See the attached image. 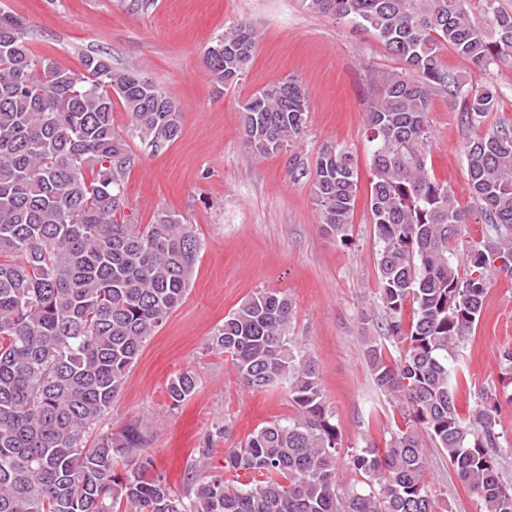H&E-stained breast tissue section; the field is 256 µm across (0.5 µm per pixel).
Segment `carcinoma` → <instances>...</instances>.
<instances>
[{"label": "carcinoma", "mask_w": 512, "mask_h": 512, "mask_svg": "<svg viewBox=\"0 0 512 512\" xmlns=\"http://www.w3.org/2000/svg\"><path fill=\"white\" fill-rule=\"evenodd\" d=\"M303 2L371 31L404 63L373 79L379 96L366 112L378 296L386 335L400 345L394 357L371 342L366 356L379 389L407 404L402 424L386 447L348 455L355 483L338 479L340 436L315 364L288 336L292 302L262 289L224 317L211 346L252 391L286 383L294 416L229 449L222 474L205 439L187 495L147 475L146 421L95 433L144 343L182 303L199 248L172 210L144 225L118 219L134 157L114 129V99L155 149L176 140L181 111L158 83L102 55H84L80 71L36 57L21 22L0 14V512H435L425 438L448 455L479 512H512L496 429L500 397L512 401V351L501 355L502 390L481 391L466 412L455 366L492 276L512 277V122L483 129L499 108L496 88L473 86L444 60L449 49L484 69L512 58V12L479 0L490 20L483 30L470 0ZM257 38L241 22L212 39L204 61L217 81L242 80ZM436 93L461 99L474 130L464 156L485 226L474 244L464 237L467 212L427 167ZM308 112L304 89L284 78L252 94L240 122L253 152L274 155L303 138ZM358 187L353 154L322 146L313 199L324 230L344 243ZM197 386L186 371L167 393L177 404Z\"/></svg>", "instance_id": "1"}]
</instances>
